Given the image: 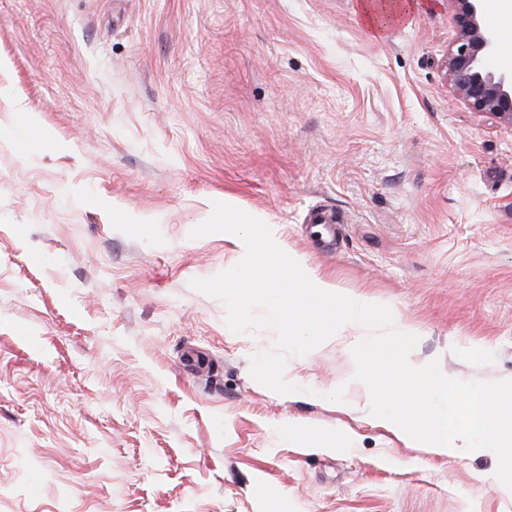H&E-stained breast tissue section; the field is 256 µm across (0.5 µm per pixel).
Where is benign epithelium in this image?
Wrapping results in <instances>:
<instances>
[{"mask_svg": "<svg viewBox=\"0 0 512 512\" xmlns=\"http://www.w3.org/2000/svg\"><path fill=\"white\" fill-rule=\"evenodd\" d=\"M457 35L443 67L450 86L470 110L512 127V72L492 66L499 34L484 21L481 0H448Z\"/></svg>", "mask_w": 512, "mask_h": 512, "instance_id": "1", "label": "benign epithelium"}]
</instances>
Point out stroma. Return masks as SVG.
<instances>
[{
    "label": "stroma",
    "instance_id": "obj_1",
    "mask_svg": "<svg viewBox=\"0 0 512 512\" xmlns=\"http://www.w3.org/2000/svg\"><path fill=\"white\" fill-rule=\"evenodd\" d=\"M358 3L0 0V93L43 131L20 157L0 111V512H512L491 458L365 420L344 344L288 356L311 395L274 393L249 373L273 332L189 286L240 259L189 236L229 197L389 305L413 361L512 378V127L454 95L448 0L384 37ZM283 433L288 437H302L316 443L320 448L336 449L343 448L350 450L353 448V442L347 437H329L322 435L314 430L304 428L295 423H289L283 428Z\"/></svg>",
    "mask_w": 512,
    "mask_h": 512
}]
</instances>
